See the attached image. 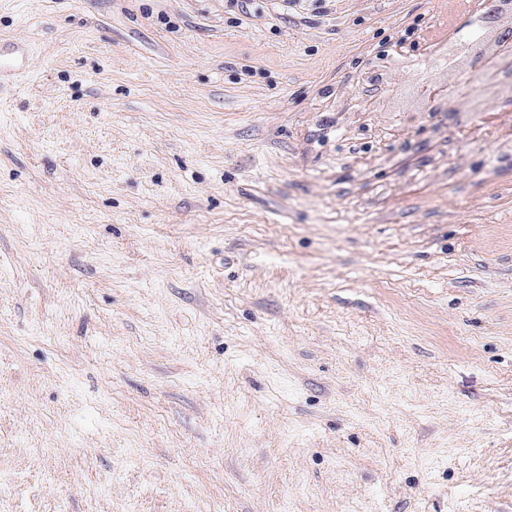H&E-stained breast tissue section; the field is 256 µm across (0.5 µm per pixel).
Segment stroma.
I'll return each instance as SVG.
<instances>
[{"instance_id": "1", "label": "stroma", "mask_w": 512, "mask_h": 512, "mask_svg": "<svg viewBox=\"0 0 512 512\" xmlns=\"http://www.w3.org/2000/svg\"><path fill=\"white\" fill-rule=\"evenodd\" d=\"M482 15L0 0V512H512ZM512 93V78L505 80L503 75L498 74L493 80L485 81L479 89L461 96L448 103V108L455 112H482L493 100L507 96Z\"/></svg>"}]
</instances>
